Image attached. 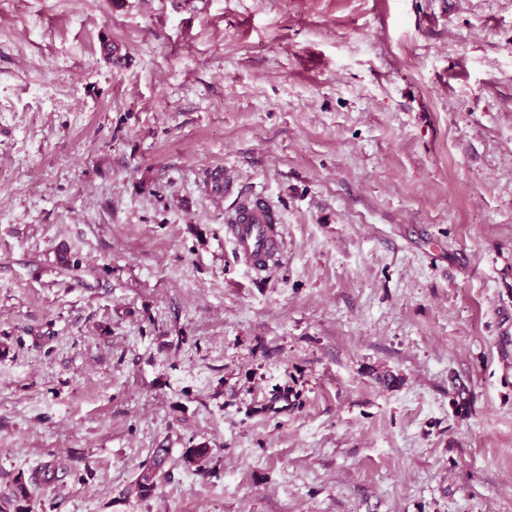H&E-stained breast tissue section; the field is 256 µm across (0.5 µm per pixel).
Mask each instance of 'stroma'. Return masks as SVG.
Returning a JSON list of instances; mask_svg holds the SVG:
<instances>
[{
	"label": "stroma",
	"instance_id": "obj_1",
	"mask_svg": "<svg viewBox=\"0 0 512 512\" xmlns=\"http://www.w3.org/2000/svg\"><path fill=\"white\" fill-rule=\"evenodd\" d=\"M22 480L19 512H512V0H0ZM232 222L228 224L229 239L246 266H268L276 260L280 226L277 214L263 196L249 198V203L235 212Z\"/></svg>",
	"mask_w": 512,
	"mask_h": 512
}]
</instances>
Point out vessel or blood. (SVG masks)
<instances>
[{"mask_svg":"<svg viewBox=\"0 0 512 512\" xmlns=\"http://www.w3.org/2000/svg\"><path fill=\"white\" fill-rule=\"evenodd\" d=\"M278 217L263 196L250 198L235 212L229 226V238L239 259L249 267L266 266L279 253Z\"/></svg>","mask_w":512,"mask_h":512,"instance_id":"1","label":"vessel or blood"}]
</instances>
